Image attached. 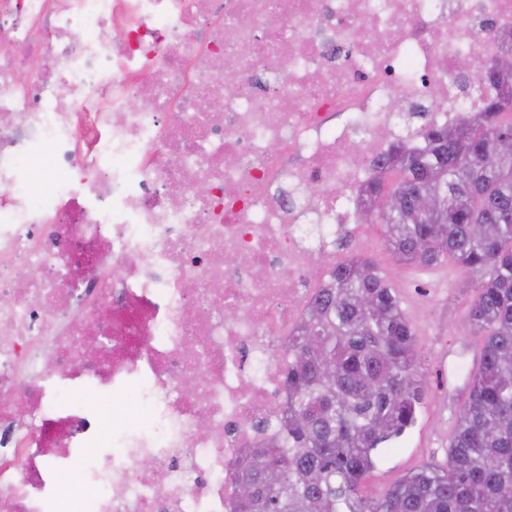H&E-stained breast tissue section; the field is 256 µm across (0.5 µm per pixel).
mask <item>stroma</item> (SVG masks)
I'll list each match as a JSON object with an SVG mask.
<instances>
[{"label":"stroma","mask_w":512,"mask_h":512,"mask_svg":"<svg viewBox=\"0 0 512 512\" xmlns=\"http://www.w3.org/2000/svg\"><path fill=\"white\" fill-rule=\"evenodd\" d=\"M358 233L372 239L367 251L380 265L381 273L395 288L401 307L416 333L420 358V379L424 405L416 424L384 452L377 468L362 485L365 496L376 497L403 475L427 463H445L448 449L438 446L439 438L452 434L441 417V407L452 403L461 410L464 396H452L456 386L466 385L468 368L477 366L482 347L481 337L471 335L465 312L473 294L474 274L459 269L452 262L432 268H417L396 263L387 253L379 225H360ZM448 350L449 379L435 371V354Z\"/></svg>","instance_id":"35a3bbf8"}]
</instances>
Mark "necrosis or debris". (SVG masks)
<instances>
[{
  "label": "necrosis or debris",
  "instance_id": "obj_1",
  "mask_svg": "<svg viewBox=\"0 0 512 512\" xmlns=\"http://www.w3.org/2000/svg\"><path fill=\"white\" fill-rule=\"evenodd\" d=\"M511 36L512 0H0V504L234 512L392 102L422 144Z\"/></svg>",
  "mask_w": 512,
  "mask_h": 512
}]
</instances>
